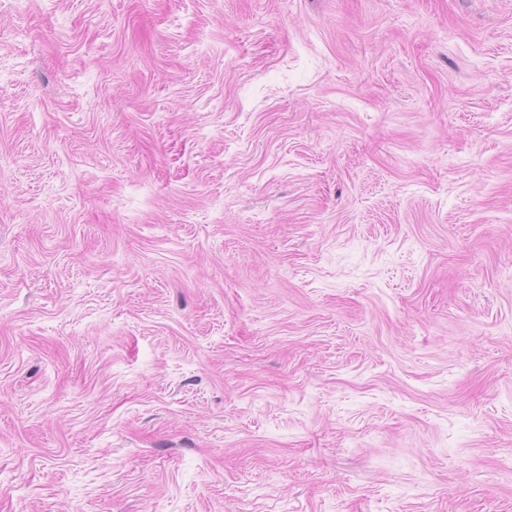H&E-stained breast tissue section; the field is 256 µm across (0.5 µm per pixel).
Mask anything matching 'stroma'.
<instances>
[{
  "instance_id": "35a3bbf8",
  "label": "stroma",
  "mask_w": 512,
  "mask_h": 512,
  "mask_svg": "<svg viewBox=\"0 0 512 512\" xmlns=\"http://www.w3.org/2000/svg\"><path fill=\"white\" fill-rule=\"evenodd\" d=\"M0 512H512V0H0Z\"/></svg>"
}]
</instances>
